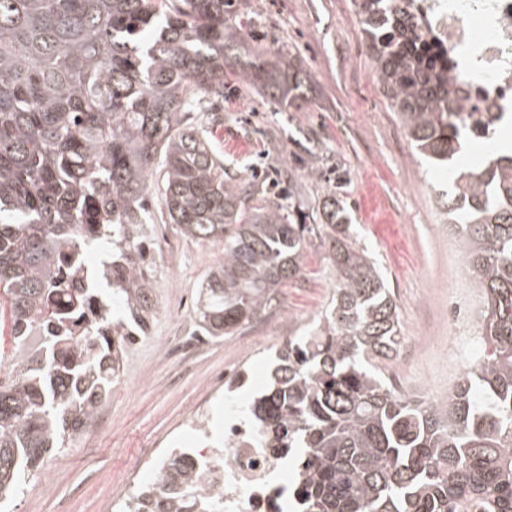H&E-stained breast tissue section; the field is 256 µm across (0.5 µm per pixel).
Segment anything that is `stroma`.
Segmentation results:
<instances>
[{
  "label": "stroma",
  "instance_id": "stroma-1",
  "mask_svg": "<svg viewBox=\"0 0 512 512\" xmlns=\"http://www.w3.org/2000/svg\"><path fill=\"white\" fill-rule=\"evenodd\" d=\"M244 24L248 48L282 47L309 77L303 109L252 93L233 76L224 80L219 119L207 136L229 173L253 177L255 168L291 170L297 183L292 207L308 212L336 192L349 206L358 243L380 265L399 306L406 339L389 369L417 392L452 390L466 368L463 344L477 335L480 294L457 238L436 202L450 170L427 168L379 89L355 20L352 0H249ZM322 169L308 178L310 166ZM152 251L160 266L153 279L158 313L150 337H137L121 361L106 399L109 435L85 426L64 448L44 458L32 477L0 496V512H116L149 476L145 456L177 441L189 407L210 394L206 441H224V370L242 365L246 386L235 392L248 405L262 390L278 352L271 331L300 335L322 312L336 286L327 252L308 247L299 281L282 289L280 309L230 336L199 337L188 357L165 344L177 328L194 329L198 290L221 262L220 246L184 237L165 223L159 195L150 198Z\"/></svg>",
  "mask_w": 512,
  "mask_h": 512
}]
</instances>
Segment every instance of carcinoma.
Here are the masks:
<instances>
[{
	"mask_svg": "<svg viewBox=\"0 0 512 512\" xmlns=\"http://www.w3.org/2000/svg\"><path fill=\"white\" fill-rule=\"evenodd\" d=\"M395 0H353L383 95L417 152L448 166L473 120L467 82L431 55ZM247 0H0V306L13 364L0 378V493L91 421L134 334L105 306L82 345L73 333L95 288H71L91 244L114 267L112 299L138 328L156 313L152 278L124 267L145 241L151 176L166 221L224 248L196 306L197 331L231 335L279 308L307 245L327 252L336 288L317 323L276 355L269 387L247 409L264 441L299 456L302 512H512V152L460 173L437 202L457 225L482 292L478 356L448 398L429 404L390 390L399 351L397 301L349 230L336 195L323 223L292 224L282 200L224 179L191 113L224 97L234 73L266 98L299 107L307 77L286 54L251 51L235 23ZM42 334L30 353L29 336ZM485 395L483 406L471 397ZM181 454L122 512H224Z\"/></svg>",
	"mask_w": 512,
	"mask_h": 512,
	"instance_id": "1",
	"label": "carcinoma"
}]
</instances>
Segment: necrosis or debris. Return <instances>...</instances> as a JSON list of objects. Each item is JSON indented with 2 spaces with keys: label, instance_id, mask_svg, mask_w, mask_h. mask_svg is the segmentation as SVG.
Listing matches in <instances>:
<instances>
[{
  "label": "necrosis or debris",
  "instance_id": "4bbe7bcc",
  "mask_svg": "<svg viewBox=\"0 0 512 512\" xmlns=\"http://www.w3.org/2000/svg\"><path fill=\"white\" fill-rule=\"evenodd\" d=\"M421 33L479 89L472 112H512V0H408ZM224 443L204 451L200 482L224 512H286L296 479L283 454L264 447L240 406L225 400Z\"/></svg>",
  "mask_w": 512,
  "mask_h": 512
}]
</instances>
